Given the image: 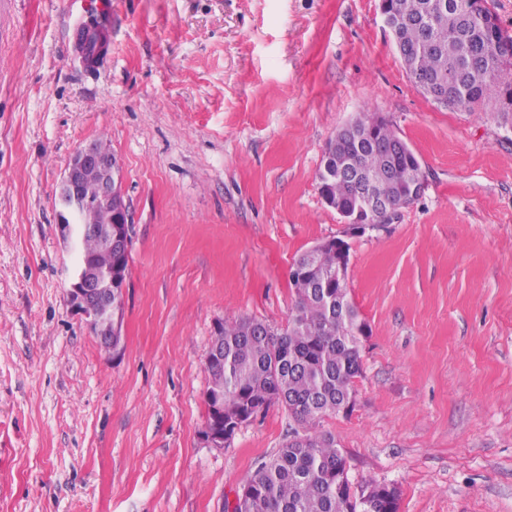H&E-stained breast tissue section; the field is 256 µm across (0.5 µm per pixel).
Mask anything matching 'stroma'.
<instances>
[{"label":"stroma","instance_id":"35a3bbf8","mask_svg":"<svg viewBox=\"0 0 512 512\" xmlns=\"http://www.w3.org/2000/svg\"><path fill=\"white\" fill-rule=\"evenodd\" d=\"M365 109L425 190L354 235L317 174ZM100 138L134 221L117 356L67 299L57 226L62 175ZM333 238L367 326L355 406L321 424L352 487L512 512V129L417 91L379 0H112L93 70L62 0H0V512H224L293 422L274 406L201 441L216 328L285 326L292 263Z\"/></svg>","mask_w":512,"mask_h":512}]
</instances>
